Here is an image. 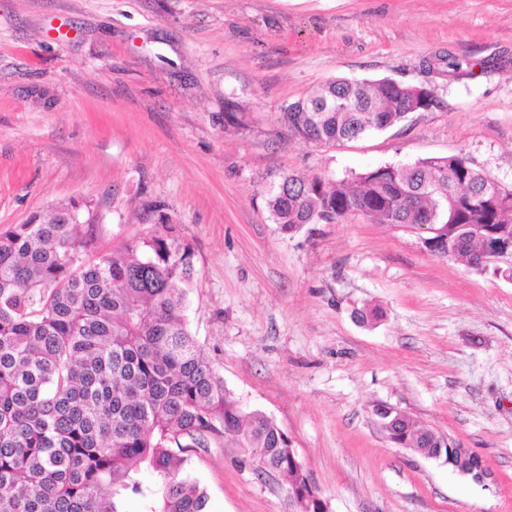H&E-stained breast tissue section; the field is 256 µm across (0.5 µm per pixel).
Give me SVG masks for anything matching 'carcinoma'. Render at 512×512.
<instances>
[{
    "mask_svg": "<svg viewBox=\"0 0 512 512\" xmlns=\"http://www.w3.org/2000/svg\"><path fill=\"white\" fill-rule=\"evenodd\" d=\"M422 105L390 79H329L281 109L290 134L315 147L400 123ZM462 156L380 166L328 182L284 176L266 192L273 223L365 217L432 226L446 258L476 267L491 241L512 240V191ZM98 225L70 202L0 234V512H210L185 473L183 441L234 437L260 476L301 497L307 490L288 437L249 413L224 387L190 329L194 251L161 221L153 235L94 261ZM436 431L409 416L394 444L425 448Z\"/></svg>",
    "mask_w": 512,
    "mask_h": 512,
    "instance_id": "carcinoma-1",
    "label": "carcinoma"
}]
</instances>
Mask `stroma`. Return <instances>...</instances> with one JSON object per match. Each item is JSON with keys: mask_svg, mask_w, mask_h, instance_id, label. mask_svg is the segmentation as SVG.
<instances>
[{"mask_svg": "<svg viewBox=\"0 0 512 512\" xmlns=\"http://www.w3.org/2000/svg\"><path fill=\"white\" fill-rule=\"evenodd\" d=\"M340 77L436 103L330 147L291 136L282 106ZM448 155L512 188V0H0V232L70 201L99 255L177 225L200 346L328 512H512V279L363 218L288 234L263 199L289 172ZM379 403L477 453L487 479L395 446ZM185 456L210 512H290L232 438Z\"/></svg>", "mask_w": 512, "mask_h": 512, "instance_id": "1", "label": "stroma"}]
</instances>
